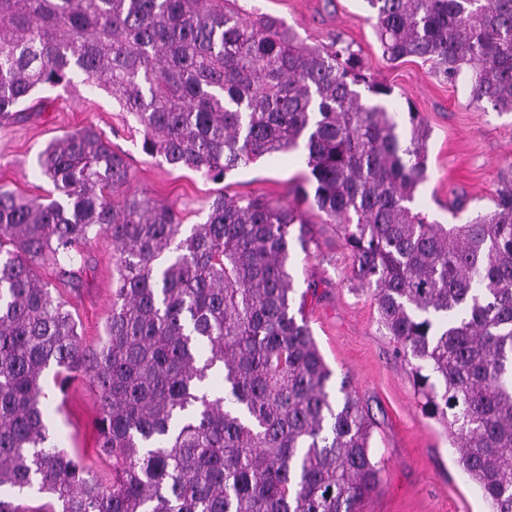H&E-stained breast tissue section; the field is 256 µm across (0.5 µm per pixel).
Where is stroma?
<instances>
[{
    "mask_svg": "<svg viewBox=\"0 0 512 512\" xmlns=\"http://www.w3.org/2000/svg\"><path fill=\"white\" fill-rule=\"evenodd\" d=\"M292 26L309 45L332 42L350 47L371 80L391 86L400 108H413L429 125V177L413 206L442 224H462L493 206L501 175L512 166V112L468 104L469 77L455 82L440 77L431 64L408 57L392 62L384 56L365 0H239ZM45 112L0 127V185L24 197H47L51 182L37 168L38 152L52 139L87 125L107 135L131 165V187L174 203L187 225L204 223L210 202L220 193L264 194L288 201V190L306 173L299 154L265 157L213 181L190 170L172 168L145 154L131 116L103 90L83 84L50 90ZM319 249L296 253L295 286L316 283L306 314L318 347L333 371L332 388L348 382L374 421L380 478L363 512H489L490 505L456 462L448 435L439 422L423 415L411 367L396 357L390 337L378 325L370 293L352 289L351 258L333 224L316 227ZM89 270L73 283L50 267L37 268L53 296L66 302L87 348L97 347L112 313L117 277L116 255L109 237L88 248ZM45 418L70 454L100 482L111 483L112 461L96 450L100 406L92 383L73 380L59 393L46 377Z\"/></svg>",
    "mask_w": 512,
    "mask_h": 512,
    "instance_id": "1",
    "label": "stroma"
}]
</instances>
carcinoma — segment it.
Masks as SVG:
<instances>
[{
    "label": "carcinoma",
    "mask_w": 512,
    "mask_h": 512,
    "mask_svg": "<svg viewBox=\"0 0 512 512\" xmlns=\"http://www.w3.org/2000/svg\"><path fill=\"white\" fill-rule=\"evenodd\" d=\"M366 2L389 61H429L450 82L467 67L469 103L512 112V0ZM77 74L175 169L218 181L300 150L308 174L289 203L224 193L187 228L168 201L117 197L129 162L89 125L38 154L57 196L0 186V512H26L13 492L34 487L45 512H362L380 473L373 420L347 382L330 390L305 316L315 289L291 273L293 241L308 252L317 222L337 225L350 280L416 361L423 414L491 512H512V178L465 224L413 210L431 137L418 113L362 103L358 86L393 89L357 54L238 0H0V123ZM98 235L118 278L90 352L34 268L78 276ZM51 365L62 394L94 384L112 483L50 434Z\"/></svg>",
    "instance_id": "1"
}]
</instances>
